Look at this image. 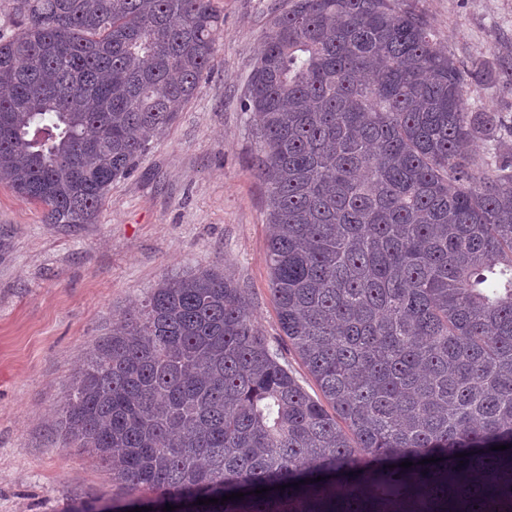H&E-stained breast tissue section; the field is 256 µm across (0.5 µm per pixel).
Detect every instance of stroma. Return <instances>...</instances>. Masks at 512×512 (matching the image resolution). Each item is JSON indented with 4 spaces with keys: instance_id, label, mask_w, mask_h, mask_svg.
<instances>
[{
    "instance_id": "obj_1",
    "label": "stroma",
    "mask_w": 512,
    "mask_h": 512,
    "mask_svg": "<svg viewBox=\"0 0 512 512\" xmlns=\"http://www.w3.org/2000/svg\"><path fill=\"white\" fill-rule=\"evenodd\" d=\"M215 0L224 19L214 67L174 124L112 185L92 224H47L40 205L0 184V512H57L76 495L121 496L86 450L64 447L58 411L106 339L167 278L223 265L309 393L317 387L282 335L270 291L267 187L241 105L276 8ZM458 65L476 70L472 112L498 113L475 158L512 153V0H403Z\"/></svg>"
}]
</instances>
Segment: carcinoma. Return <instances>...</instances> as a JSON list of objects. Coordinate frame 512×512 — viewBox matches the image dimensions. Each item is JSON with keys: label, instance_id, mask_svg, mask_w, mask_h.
<instances>
[{"label": "carcinoma", "instance_id": "obj_1", "mask_svg": "<svg viewBox=\"0 0 512 512\" xmlns=\"http://www.w3.org/2000/svg\"><path fill=\"white\" fill-rule=\"evenodd\" d=\"M14 2L0 182L46 224H92L196 95L220 17L213 0ZM466 93L397 0H288L244 108L272 300L319 395L224 267L163 280L93 347L60 411L65 447L126 489L112 507L512 512V155H469L502 120Z\"/></svg>", "mask_w": 512, "mask_h": 512}]
</instances>
